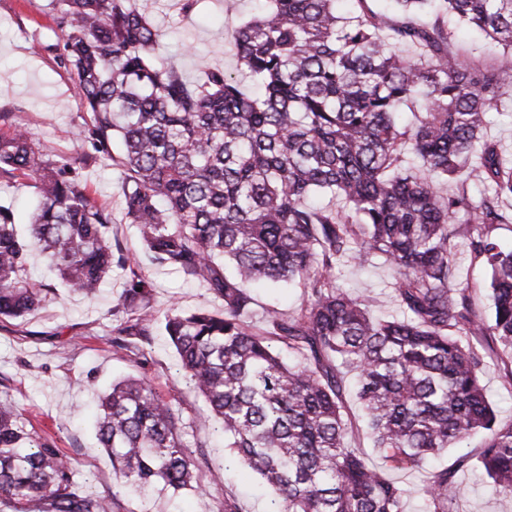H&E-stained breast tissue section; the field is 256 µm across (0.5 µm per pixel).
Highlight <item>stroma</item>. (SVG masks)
I'll list each match as a JSON object with an SVG mask.
<instances>
[{"label":"stroma","mask_w":512,"mask_h":512,"mask_svg":"<svg viewBox=\"0 0 512 512\" xmlns=\"http://www.w3.org/2000/svg\"><path fill=\"white\" fill-rule=\"evenodd\" d=\"M141 10L161 33L158 53L176 60L188 77L208 68L232 72L236 59L228 50L234 29L264 0H139ZM450 49L461 59L494 65L503 78H512V51L475 32L451 25ZM48 0H0V114L27 129L51 157L80 158L82 144L73 129L86 112L75 93L74 80L51 47L59 41ZM85 180L97 201L112 212L113 240L132 252H141L140 233L127 222L117 184V172L103 163L89 164ZM153 284V309L160 319L171 304L182 309H219L205 286L189 281L169 266L144 262ZM333 276L355 296H366L374 315L398 314L390 288L391 273L380 263L359 266L345 260ZM124 283V273L113 269L94 299L61 294L59 300L25 320H0V398L11 400L28 425L50 435L57 448L74 461L80 485L96 494H116L120 512H224L225 502L239 512H268L271 488L258 476H245L228 466L231 449L221 434H213L200 473L203 493L177 501L165 494L136 496L112 478V463L97 439L93 423L95 404L124 376L147 377L155 389L171 399L185 420L207 413L206 402L188 386L179 358L158 322L143 352L114 351L111 310ZM251 319L262 324L269 308L295 314L306 299L302 286L260 287L253 291ZM366 462L395 484L407 489L404 512H422L419 487L428 479L430 464L401 469L387 464L366 429L349 439ZM461 491L455 512H512V497L492 495L486 483L468 468L459 469Z\"/></svg>","instance_id":"35a3bbf8"}]
</instances>
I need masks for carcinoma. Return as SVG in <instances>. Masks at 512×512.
Here are the masks:
<instances>
[{"mask_svg": "<svg viewBox=\"0 0 512 512\" xmlns=\"http://www.w3.org/2000/svg\"><path fill=\"white\" fill-rule=\"evenodd\" d=\"M336 0H269L233 38L237 76L189 81L158 58L160 34L139 0H49L60 63L89 120V152L52 160L31 133L0 119V179L31 178L38 204L28 234L0 208V316L23 319L56 296L31 278L40 250L64 287L94 296L113 266L125 272L115 310L128 315L112 346L151 335L153 288L139 259L112 242V212L91 196L82 164L118 170L124 214L151 261L203 284L218 311L173 305L164 330L184 375L220 423L235 459L275 492L270 512H402L406 490L347 444L355 398L385 461L415 468L485 435L476 460L459 456L495 495L512 496V420L481 383L469 338L512 364V156L487 133V114L512 96L482 62L448 51L445 18L512 49V0H393L401 20ZM435 15L422 26L414 17ZM487 193L477 203L469 185ZM483 226L472 236L460 213ZM490 271V312L472 302L461 256ZM393 272L400 318L371 315L336 285L345 258ZM298 283L293 316L248 320L253 283ZM300 357L286 362L282 350ZM186 423L144 377L103 395L97 420L113 480L135 492L201 493V459ZM77 469L46 435L0 401V500L15 512H115L116 499L77 489ZM454 471L430 473L425 512H453Z\"/></svg>", "mask_w": 512, "mask_h": 512, "instance_id": "1", "label": "carcinoma"}]
</instances>
